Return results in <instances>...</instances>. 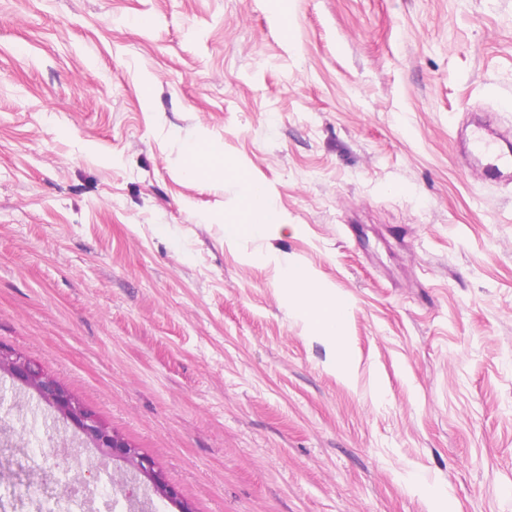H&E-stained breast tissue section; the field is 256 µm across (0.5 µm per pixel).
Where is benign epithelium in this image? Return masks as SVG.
<instances>
[{
	"mask_svg": "<svg viewBox=\"0 0 512 512\" xmlns=\"http://www.w3.org/2000/svg\"><path fill=\"white\" fill-rule=\"evenodd\" d=\"M0 374L35 394L102 456L120 459L129 465L132 479L114 483L125 501L137 502L135 489L138 488L142 490L143 497L154 496L174 504L178 512H185L186 503L179 491L155 468L153 462L85 407L36 361L0 345Z\"/></svg>",
	"mask_w": 512,
	"mask_h": 512,
	"instance_id": "1",
	"label": "benign epithelium"
}]
</instances>
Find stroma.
<instances>
[{"instance_id":"stroma-1","label":"stroma","mask_w":512,"mask_h":512,"mask_svg":"<svg viewBox=\"0 0 512 512\" xmlns=\"http://www.w3.org/2000/svg\"><path fill=\"white\" fill-rule=\"evenodd\" d=\"M150 17L144 27L140 17ZM512 0H0V344L149 457L194 512H512ZM208 132L217 158L185 174ZM295 233L224 243L241 183ZM350 304L353 383L260 254ZM0 377V512L26 474L125 471ZM511 136L501 131L486 133L477 127L469 139V152L477 158H485L482 172L486 180L503 181L512 170ZM505 143V146L503 144Z\"/></svg>"}]
</instances>
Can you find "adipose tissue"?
Wrapping results in <instances>:
<instances>
[{
    "label": "adipose tissue",
    "mask_w": 512,
    "mask_h": 512,
    "mask_svg": "<svg viewBox=\"0 0 512 512\" xmlns=\"http://www.w3.org/2000/svg\"><path fill=\"white\" fill-rule=\"evenodd\" d=\"M271 190L260 180H250L242 187L235 220L224 225V242L232 245L248 235L288 232L289 224H272ZM261 262L277 273L274 284L293 314L305 322L331 350L332 366L343 381L354 372V356L348 346L346 324L349 305L313 271L290 256L273 252L261 254Z\"/></svg>",
    "instance_id": "obj_1"
}]
</instances>
